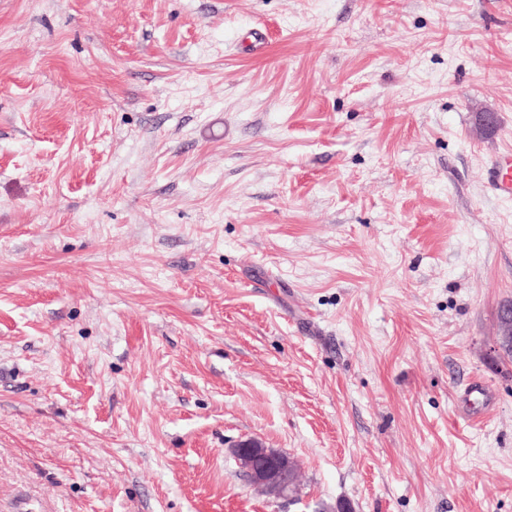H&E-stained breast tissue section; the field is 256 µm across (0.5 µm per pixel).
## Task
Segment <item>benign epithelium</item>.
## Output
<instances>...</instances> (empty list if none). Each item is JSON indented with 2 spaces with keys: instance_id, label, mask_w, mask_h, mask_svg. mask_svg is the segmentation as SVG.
<instances>
[{
  "instance_id": "obj_1",
  "label": "benign epithelium",
  "mask_w": 512,
  "mask_h": 512,
  "mask_svg": "<svg viewBox=\"0 0 512 512\" xmlns=\"http://www.w3.org/2000/svg\"><path fill=\"white\" fill-rule=\"evenodd\" d=\"M233 454L249 481L269 495L281 498L297 491L295 464L286 453L246 439L235 445Z\"/></svg>"
}]
</instances>
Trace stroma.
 <instances>
[{"instance_id": "stroma-1", "label": "stroma", "mask_w": 512, "mask_h": 512, "mask_svg": "<svg viewBox=\"0 0 512 512\" xmlns=\"http://www.w3.org/2000/svg\"><path fill=\"white\" fill-rule=\"evenodd\" d=\"M509 149L512 0H0V512H512ZM511 164L512 152L508 151L502 153L487 170V180L489 184L501 195H512ZM232 451L239 468L249 481L269 495L276 498L288 497L289 493L298 490L295 464L286 453L265 448L254 439L239 441Z\"/></svg>"}]
</instances>
